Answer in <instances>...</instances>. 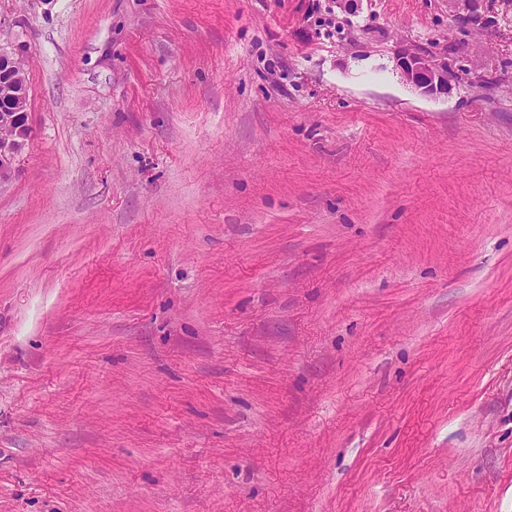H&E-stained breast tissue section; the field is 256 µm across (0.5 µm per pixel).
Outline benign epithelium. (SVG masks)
Wrapping results in <instances>:
<instances>
[{
	"label": "benign epithelium",
	"instance_id": "benign-epithelium-1",
	"mask_svg": "<svg viewBox=\"0 0 512 512\" xmlns=\"http://www.w3.org/2000/svg\"><path fill=\"white\" fill-rule=\"evenodd\" d=\"M403 81L422 95L446 93L456 72L448 58L404 49L399 53ZM30 93L20 59L0 50V182L15 171L17 158L27 140Z\"/></svg>",
	"mask_w": 512,
	"mask_h": 512
}]
</instances>
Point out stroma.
<instances>
[{
  "label": "stroma",
  "instance_id": "stroma-1",
  "mask_svg": "<svg viewBox=\"0 0 512 512\" xmlns=\"http://www.w3.org/2000/svg\"><path fill=\"white\" fill-rule=\"evenodd\" d=\"M477 11L0 0V512H512V9ZM30 93L20 59L0 49V183L15 171L27 140ZM399 56L401 78L422 95L448 93L457 78L447 57L409 49L400 51Z\"/></svg>",
  "mask_w": 512,
  "mask_h": 512
}]
</instances>
